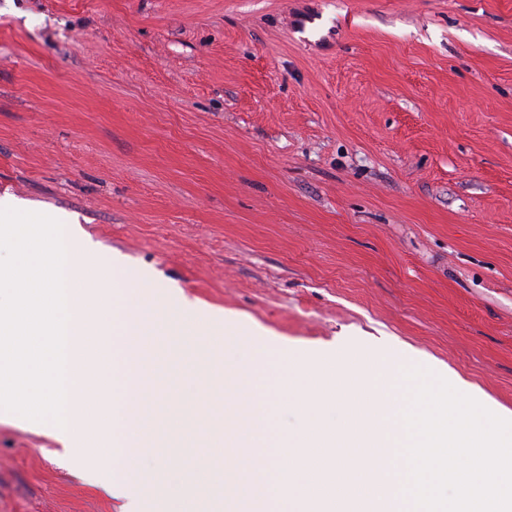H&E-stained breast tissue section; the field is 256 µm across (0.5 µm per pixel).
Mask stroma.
I'll use <instances>...</instances> for the list:
<instances>
[{
    "label": "stroma",
    "mask_w": 512,
    "mask_h": 512,
    "mask_svg": "<svg viewBox=\"0 0 512 512\" xmlns=\"http://www.w3.org/2000/svg\"><path fill=\"white\" fill-rule=\"evenodd\" d=\"M4 194L124 255L112 312L145 271L274 337L339 439L343 361L392 377L375 342L512 412V0H0ZM174 361L142 467L171 512H220L206 352ZM0 512L123 501L4 418Z\"/></svg>",
    "instance_id": "obj_1"
}]
</instances>
